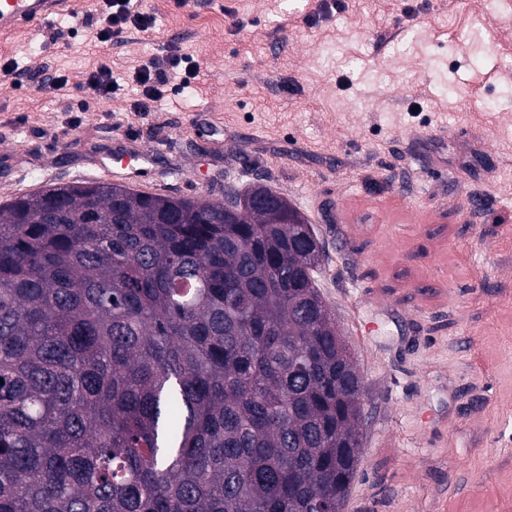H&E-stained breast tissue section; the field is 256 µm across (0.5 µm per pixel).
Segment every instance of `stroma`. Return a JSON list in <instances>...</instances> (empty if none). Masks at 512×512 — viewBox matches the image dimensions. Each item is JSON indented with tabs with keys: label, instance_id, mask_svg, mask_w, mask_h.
<instances>
[{
	"label": "stroma",
	"instance_id": "35a3bbf8",
	"mask_svg": "<svg viewBox=\"0 0 512 512\" xmlns=\"http://www.w3.org/2000/svg\"><path fill=\"white\" fill-rule=\"evenodd\" d=\"M503 0H145L152 31L94 42V0L0 35V203L122 182L101 158L149 153L133 189L220 199L267 184L325 252L318 286L363 379V443L343 512H512V11ZM200 65L133 112L134 68L167 44ZM120 91L81 89L100 61ZM68 79L43 91V73ZM429 128L443 138L427 141Z\"/></svg>",
	"mask_w": 512,
	"mask_h": 512
}]
</instances>
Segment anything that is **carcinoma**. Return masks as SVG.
Masks as SVG:
<instances>
[{
	"label": "carcinoma",
	"instance_id": "cac0c4a2",
	"mask_svg": "<svg viewBox=\"0 0 512 512\" xmlns=\"http://www.w3.org/2000/svg\"><path fill=\"white\" fill-rule=\"evenodd\" d=\"M310 231L263 184L0 204V512H343L362 379Z\"/></svg>",
	"mask_w": 512,
	"mask_h": 512
}]
</instances>
